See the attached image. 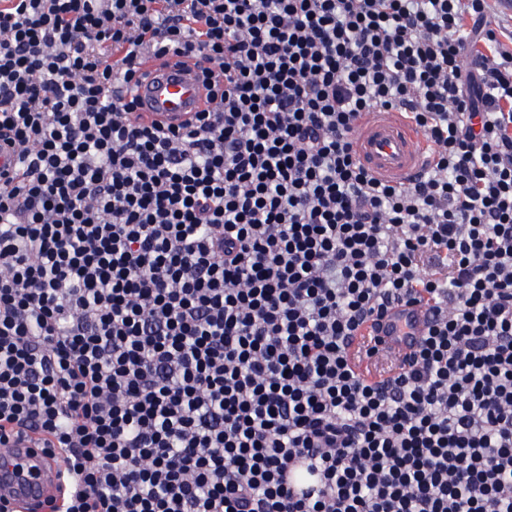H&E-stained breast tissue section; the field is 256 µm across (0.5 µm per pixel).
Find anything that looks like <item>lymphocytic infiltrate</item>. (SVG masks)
Here are the masks:
<instances>
[{"label":"lymphocytic infiltrate","instance_id":"lymphocytic-infiltrate-1","mask_svg":"<svg viewBox=\"0 0 512 512\" xmlns=\"http://www.w3.org/2000/svg\"><path fill=\"white\" fill-rule=\"evenodd\" d=\"M498 42L489 0H0V447L38 434L65 512H512ZM170 49L214 88L178 129L110 92ZM402 106L409 185L354 149ZM415 293L370 382L350 338ZM431 316L432 312L424 304L404 299L388 308L384 315L369 319L358 335L351 338V347L365 341L371 359L403 363L423 336Z\"/></svg>","mask_w":512,"mask_h":512}]
</instances>
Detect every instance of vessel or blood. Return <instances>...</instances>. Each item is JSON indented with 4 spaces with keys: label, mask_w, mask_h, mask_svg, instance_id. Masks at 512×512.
Listing matches in <instances>:
<instances>
[{
    "label": "vessel or blood",
    "mask_w": 512,
    "mask_h": 512,
    "mask_svg": "<svg viewBox=\"0 0 512 512\" xmlns=\"http://www.w3.org/2000/svg\"><path fill=\"white\" fill-rule=\"evenodd\" d=\"M113 92L135 101L148 122L179 127L208 101L201 71L180 54L165 60L142 56L132 81H114ZM359 161L374 176L409 183L422 173L430 155L422 132L404 111L365 113L355 134ZM432 313L425 305L401 301L379 317L369 319L352 337V344L366 343L372 358L405 362L425 332ZM58 467L45 453L38 437L27 435L0 448V499L17 512H43L59 506L66 489L57 477Z\"/></svg>",
    "instance_id": "obj_1"
}]
</instances>
